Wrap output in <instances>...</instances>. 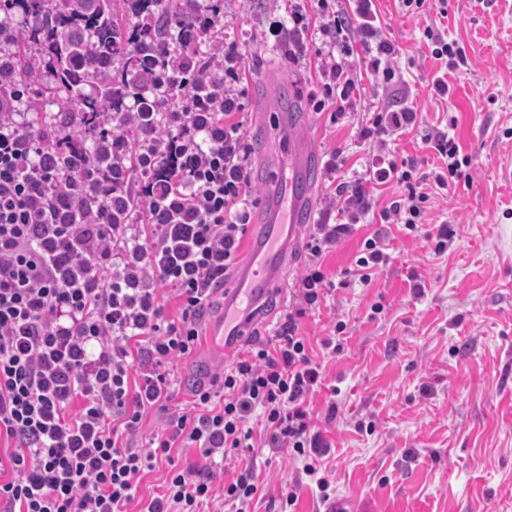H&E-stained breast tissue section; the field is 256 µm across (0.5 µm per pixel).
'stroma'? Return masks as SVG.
<instances>
[{
    "label": "stroma",
    "instance_id": "1",
    "mask_svg": "<svg viewBox=\"0 0 512 512\" xmlns=\"http://www.w3.org/2000/svg\"><path fill=\"white\" fill-rule=\"evenodd\" d=\"M383 33L399 50L397 74L409 106L425 124L450 128L470 160L468 180L432 197L425 225L445 224L454 237L435 255L415 233L394 230L391 260L371 286L349 270L373 225L357 224L327 254L333 298L306 315L302 329L323 338L344 320L343 351L323 361L325 380L313 397L324 417L338 406L325 437L323 464L339 512H512V0H426L418 16L397 0H374ZM284 12L282 0H227L213 37L238 38L250 66L243 102L255 157L260 207L278 191L280 143L287 133L271 102L274 87L288 94L320 162L339 147L349 158L339 175L363 171L378 147L360 141L362 113L375 111L386 87L363 77L354 113L332 120L308 98L316 62H289L284 48L260 33ZM446 27L466 55L448 74V98L431 94L439 66L422 46L423 29ZM425 284L413 292L414 278ZM384 310L373 314L374 303ZM207 345L177 362L178 385L168 406L186 407L193 389L211 384L224 366L209 363ZM261 461L263 487L252 512H280L288 458Z\"/></svg>",
    "mask_w": 512,
    "mask_h": 512
}]
</instances>
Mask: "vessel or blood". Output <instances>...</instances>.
I'll return each mask as SVG.
<instances>
[{
    "label": "vessel or blood",
    "mask_w": 512,
    "mask_h": 512,
    "mask_svg": "<svg viewBox=\"0 0 512 512\" xmlns=\"http://www.w3.org/2000/svg\"><path fill=\"white\" fill-rule=\"evenodd\" d=\"M274 99L288 137L282 144L283 183L268 199L262 224L247 239L243 260L231 285L224 289V317L206 327V339L220 358H227L251 332L255 311L264 309L281 280L282 263L292 245L314 220L311 176L318 161L311 154L306 134L292 112L283 89Z\"/></svg>",
    "instance_id": "b4317fda"
}]
</instances>
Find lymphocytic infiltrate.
<instances>
[{
  "instance_id": "lymphocytic-infiltrate-1",
  "label": "lymphocytic infiltrate",
  "mask_w": 512,
  "mask_h": 512,
  "mask_svg": "<svg viewBox=\"0 0 512 512\" xmlns=\"http://www.w3.org/2000/svg\"><path fill=\"white\" fill-rule=\"evenodd\" d=\"M285 13L269 33L292 62L316 55L322 94L314 111L330 107L340 117L353 108L355 48L367 72L392 83L397 50L376 23L374 0H316L311 13L303 0H288ZM24 37L17 26L0 28V442L11 449L0 459V512H127L142 477L165 462L162 490L143 512H201L214 499L215 468L230 462L237 472L223 498L247 512L261 489L258 448L303 463L284 488V506L307 481L327 503L321 460L329 444L309 406L324 377L299 325L336 288L323 258L365 216L376 229L355 261L362 285L390 262L389 225L422 232L435 254L447 252V225L420 230L423 205L462 178L468 157L405 102L366 115L360 139L384 146L416 133L435 150L438 172L414 176V163L385 152L363 177L340 183L346 159L335 150L326 206L348 223L312 225L279 326L172 412L175 364L197 347L200 320L239 260L255 205L244 57L238 45L217 41L202 60L160 38L174 79L149 77L135 109L113 114L109 161L89 175L98 205L87 210L76 201L79 179L60 171L59 142L22 118L9 47ZM393 181L406 195L377 208L375 187ZM169 298L178 316H167ZM153 411L165 423L140 440ZM178 448L198 449L204 466L173 468Z\"/></svg>"
}]
</instances>
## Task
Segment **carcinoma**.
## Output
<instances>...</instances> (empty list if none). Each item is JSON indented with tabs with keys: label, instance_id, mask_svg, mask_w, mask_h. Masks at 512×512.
Wrapping results in <instances>:
<instances>
[{
	"label": "carcinoma",
	"instance_id": "1",
	"mask_svg": "<svg viewBox=\"0 0 512 512\" xmlns=\"http://www.w3.org/2000/svg\"><path fill=\"white\" fill-rule=\"evenodd\" d=\"M14 8L3 17L42 16L30 29L28 39L16 44L13 53L15 80L26 83L34 74L30 54L35 51L55 75L57 113L43 135L65 136L60 157L75 165L99 164L103 143L112 133L104 125L112 113L129 109L146 89L143 75H164L165 62L155 47L160 30L152 24L148 5L158 6L165 17L163 30L179 38L177 18L159 0H124L135 21L119 22L112 12L113 0H12ZM121 70L112 74V65Z\"/></svg>",
	"mask_w": 512,
	"mask_h": 512
}]
</instances>
